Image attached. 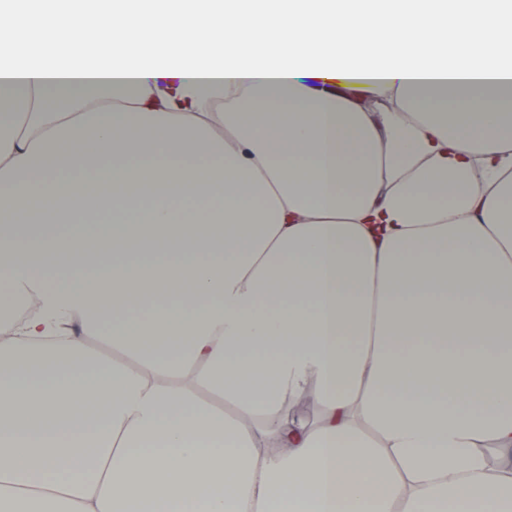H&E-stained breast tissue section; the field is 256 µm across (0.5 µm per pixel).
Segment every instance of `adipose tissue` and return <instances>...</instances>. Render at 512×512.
<instances>
[{
	"instance_id": "1",
	"label": "adipose tissue",
	"mask_w": 512,
	"mask_h": 512,
	"mask_svg": "<svg viewBox=\"0 0 512 512\" xmlns=\"http://www.w3.org/2000/svg\"><path fill=\"white\" fill-rule=\"evenodd\" d=\"M509 51L512 0L0 8V512H512Z\"/></svg>"
}]
</instances>
